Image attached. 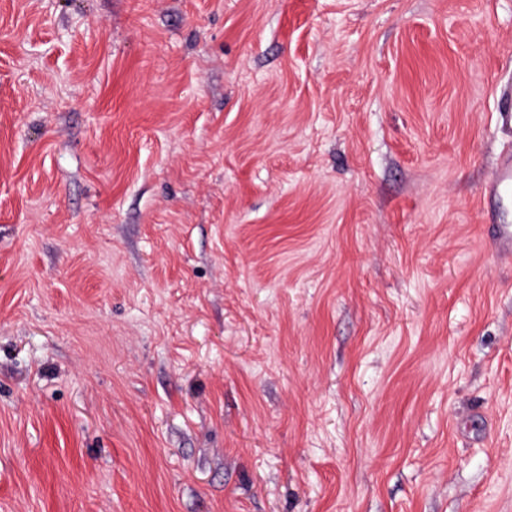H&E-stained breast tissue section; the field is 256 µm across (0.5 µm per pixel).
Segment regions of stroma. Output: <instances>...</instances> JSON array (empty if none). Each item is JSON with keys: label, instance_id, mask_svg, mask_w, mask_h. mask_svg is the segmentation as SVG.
Wrapping results in <instances>:
<instances>
[{"label": "stroma", "instance_id": "stroma-1", "mask_svg": "<svg viewBox=\"0 0 512 512\" xmlns=\"http://www.w3.org/2000/svg\"><path fill=\"white\" fill-rule=\"evenodd\" d=\"M512 0H0V512H512Z\"/></svg>", "mask_w": 512, "mask_h": 512}]
</instances>
